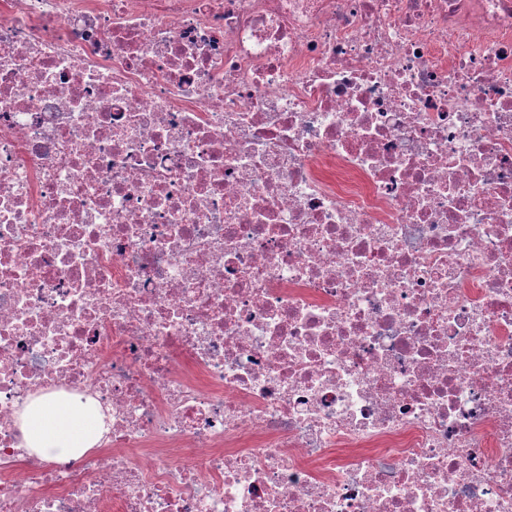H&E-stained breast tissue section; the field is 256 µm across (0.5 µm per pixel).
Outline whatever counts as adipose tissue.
<instances>
[{
    "label": "adipose tissue",
    "mask_w": 512,
    "mask_h": 512,
    "mask_svg": "<svg viewBox=\"0 0 512 512\" xmlns=\"http://www.w3.org/2000/svg\"><path fill=\"white\" fill-rule=\"evenodd\" d=\"M20 430L35 455L59 462L93 450L104 432V416L94 401L77 396L45 395L20 409Z\"/></svg>",
    "instance_id": "obj_1"
}]
</instances>
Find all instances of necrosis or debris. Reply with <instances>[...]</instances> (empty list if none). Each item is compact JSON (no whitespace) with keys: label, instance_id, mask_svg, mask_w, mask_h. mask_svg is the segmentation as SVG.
I'll list each match as a JSON object with an SVG mask.
<instances>
[{"label":"necrosis or debris","instance_id":"obj_1","mask_svg":"<svg viewBox=\"0 0 512 512\" xmlns=\"http://www.w3.org/2000/svg\"><path fill=\"white\" fill-rule=\"evenodd\" d=\"M0 512H512V0H0ZM80 396L45 395L20 409V430L27 448L35 455L59 462L93 450L106 431L104 416Z\"/></svg>","mask_w":512,"mask_h":512}]
</instances>
